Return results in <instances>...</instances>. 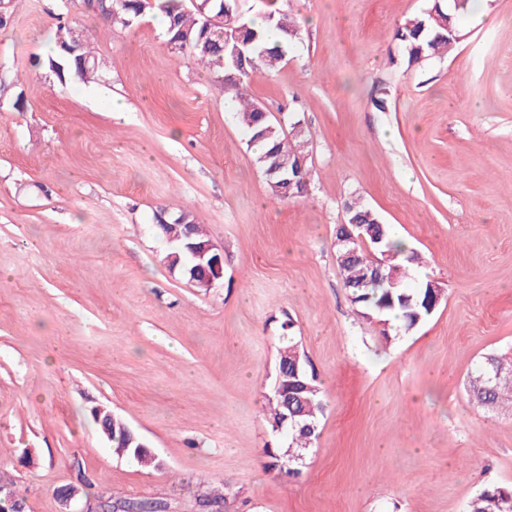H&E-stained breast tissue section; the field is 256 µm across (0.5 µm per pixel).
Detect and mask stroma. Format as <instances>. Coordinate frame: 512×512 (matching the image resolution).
Segmentation results:
<instances>
[{"mask_svg":"<svg viewBox=\"0 0 512 512\" xmlns=\"http://www.w3.org/2000/svg\"><path fill=\"white\" fill-rule=\"evenodd\" d=\"M434 0H277L296 25L282 65L247 92L300 141L307 193L281 201L234 89L168 49L160 11L110 29L70 5L97 80L60 88V0H18L0 29V473L26 512L87 499L203 512H466L512 486V409L464 381L512 350V0L462 19L445 57L408 66L395 33ZM122 102L123 118L112 116ZM375 210L421 258L407 284L444 299L384 338L336 262L345 207ZM182 207L224 255L213 288L166 262L161 207ZM294 339L321 389L299 477L272 467L262 408ZM120 416L159 457H117L92 412Z\"/></svg>","mask_w":512,"mask_h":512,"instance_id":"1","label":"stroma"}]
</instances>
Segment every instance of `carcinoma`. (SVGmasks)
I'll use <instances>...</instances> for the list:
<instances>
[{
  "instance_id": "1",
  "label": "carcinoma",
  "mask_w": 512,
  "mask_h": 512,
  "mask_svg": "<svg viewBox=\"0 0 512 512\" xmlns=\"http://www.w3.org/2000/svg\"><path fill=\"white\" fill-rule=\"evenodd\" d=\"M469 0H448V6L435 9V15H421L405 21L398 29L397 39L402 43L407 61L411 64L433 55L448 53L452 47L448 43V30L455 35L462 33L458 19L466 11ZM155 7L167 18L166 37L174 36L181 40L180 52L187 54L197 65L212 72H224V63L231 60V49L224 48V27L214 25L206 30L204 16L194 5H185V0H156ZM137 0H89L88 12L102 18L109 27L127 29L137 22ZM281 13L268 10L264 13V26L258 27L249 20L246 36L251 44L244 48L246 56L255 62L252 74H269L285 59L292 35L278 26ZM73 26L63 24L55 31L54 54L48 57V68L58 82L65 84L70 79L87 81L99 75L100 58L89 39H84L78 58L62 53L61 45L70 41ZM237 90V103L240 120L249 134L250 142H255V132L262 129L264 121L258 103L246 93ZM258 163L267 167L275 151L284 154H302L298 145L282 137L280 129L270 132L269 137L260 141ZM182 217L194 224L195 242L207 239L204 225L196 222L194 215L180 209L168 212V223L160 227L164 237L183 235L184 226L175 223ZM347 248L336 246L337 264L343 276V286L349 291L351 302L361 308L362 315H371L380 321L397 313L399 325L396 333H407L426 321L431 315L426 305L429 292L427 285L408 288L409 265L418 260V254L403 248L392 237L389 228H384L380 247L358 246L355 256L346 255ZM384 261L382 276L370 277L374 258ZM512 365L505 355H488L469 377L467 391L482 407L495 408L506 401L512 402V374L506 372L496 376L494 365ZM277 377L283 382L293 383L300 379L311 386L302 393L304 402L299 405L302 415L297 417L300 426L288 428L278 434L283 444L267 449L274 466L289 477H297L305 465V455L314 447L319 436V415L322 400L316 379L308 373L305 357L293 341H288L279 351ZM286 410L282 399L272 396L268 399L265 419L271 428H276L283 420ZM95 420L106 423L102 435L112 443L113 452L137 465L155 469L159 460L154 453L143 447L144 441L124 421L105 410ZM467 512H512V487L486 485L468 504Z\"/></svg>"
}]
</instances>
